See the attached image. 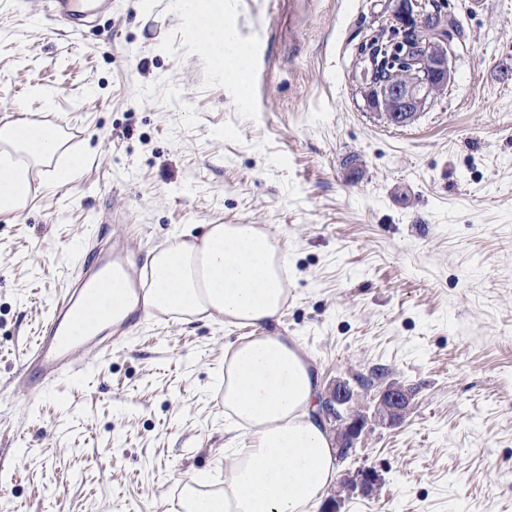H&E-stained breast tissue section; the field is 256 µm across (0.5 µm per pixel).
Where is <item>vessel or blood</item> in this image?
<instances>
[{
	"label": "vessel or blood",
	"instance_id": "obj_1",
	"mask_svg": "<svg viewBox=\"0 0 512 512\" xmlns=\"http://www.w3.org/2000/svg\"><path fill=\"white\" fill-rule=\"evenodd\" d=\"M107 0H43L47 18L63 25L79 26L86 16L98 12ZM125 257L111 249L79 253L77 275L66 295L58 300L53 313L33 346L23 358V386L29 398H39L46 388L60 378L78 371L77 352L98 344L99 336L82 326L87 299L111 294L117 273L128 270Z\"/></svg>",
	"mask_w": 512,
	"mask_h": 512
}]
</instances>
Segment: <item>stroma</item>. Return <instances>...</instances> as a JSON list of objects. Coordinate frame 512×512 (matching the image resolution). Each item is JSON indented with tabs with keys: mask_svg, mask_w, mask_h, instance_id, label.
<instances>
[{
	"mask_svg": "<svg viewBox=\"0 0 512 512\" xmlns=\"http://www.w3.org/2000/svg\"><path fill=\"white\" fill-rule=\"evenodd\" d=\"M466 45L414 122L369 111L355 61L376 0H224L248 60L241 106L175 0H112L63 33L0 0V118L61 126L84 167L0 215V381L16 375L93 249L99 217L147 250L185 227L259 224L288 248L277 333L367 414L373 496L342 512H512V0H440ZM221 320L151 317L37 401L0 390V507L165 512L188 473L224 476L233 438ZM412 394L372 417L380 390ZM411 394L408 390L401 388L398 384L386 386L379 394L378 407L383 410L377 412L379 418L389 424L399 422V418L404 414V410L410 401Z\"/></svg>",
	"mask_w": 512,
	"mask_h": 512,
	"instance_id": "35a3bbf8",
	"label": "stroma"
}]
</instances>
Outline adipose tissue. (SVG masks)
Wrapping results in <instances>:
<instances>
[{
  "mask_svg": "<svg viewBox=\"0 0 512 512\" xmlns=\"http://www.w3.org/2000/svg\"><path fill=\"white\" fill-rule=\"evenodd\" d=\"M177 9L193 18L192 35L213 67L245 84L243 54L224 57V0H179ZM83 164L60 126L28 116L0 124V214L22 212L46 176L64 183ZM142 273L148 313L263 329L226 349L221 377L224 415L250 442L234 449L220 488L208 489L195 472L182 480V512H307L335 480L338 461L309 355L295 337L271 330L288 302L287 247L255 224H209L153 251Z\"/></svg>",
  "mask_w": 512,
  "mask_h": 512,
  "instance_id": "1",
  "label": "adipose tissue"
}]
</instances>
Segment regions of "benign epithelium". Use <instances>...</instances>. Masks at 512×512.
<instances>
[{
    "mask_svg": "<svg viewBox=\"0 0 512 512\" xmlns=\"http://www.w3.org/2000/svg\"><path fill=\"white\" fill-rule=\"evenodd\" d=\"M379 25L394 33L390 44L397 53L389 62V74L374 79L367 62L368 53L359 54L358 67L366 106L398 126L409 124L437 95L448 88L453 63L459 47L443 12L437 25L429 23V11L423 0H385ZM353 391L345 381L328 384L320 402L319 415L325 420H339L338 459L343 461L357 453V444L365 427V418L348 408ZM411 394L398 384L386 386L379 394V418L389 424L399 422ZM374 470L363 468L349 478L353 493L369 497L380 484Z\"/></svg>",
    "mask_w": 512,
    "mask_h": 512,
    "instance_id": "benign-epithelium-1",
    "label": "benign epithelium"
}]
</instances>
